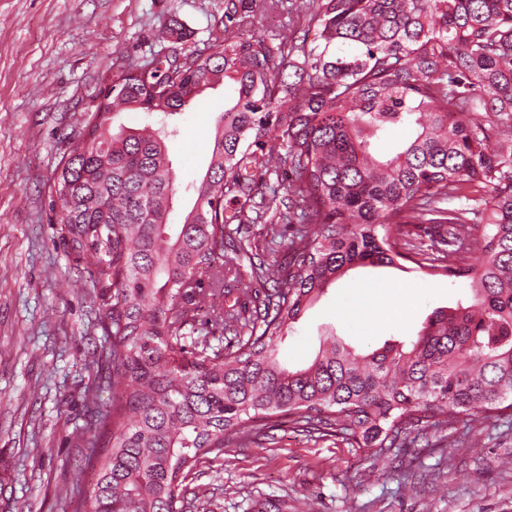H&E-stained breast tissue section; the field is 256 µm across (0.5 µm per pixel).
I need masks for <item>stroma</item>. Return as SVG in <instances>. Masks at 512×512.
Segmentation results:
<instances>
[{
	"label": "stroma",
	"mask_w": 512,
	"mask_h": 512,
	"mask_svg": "<svg viewBox=\"0 0 512 512\" xmlns=\"http://www.w3.org/2000/svg\"><path fill=\"white\" fill-rule=\"evenodd\" d=\"M225 0H0V512H86L58 495L89 485L77 437L101 337L95 297L79 291L95 269L56 224L51 186L113 74L153 66L223 36ZM179 24L186 41L165 36ZM224 109V88L205 90L176 117L166 149L178 176L171 214L190 210ZM467 282L407 269L357 267L314 301L278 344L282 360H311L330 334L358 350L419 334ZM425 448L380 456L334 436L282 424L244 447L200 460L186 512H512V409L488 421L430 429Z\"/></svg>",
	"instance_id": "obj_1"
}]
</instances>
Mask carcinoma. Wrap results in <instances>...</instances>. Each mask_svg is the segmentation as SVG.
I'll return each mask as SVG.
<instances>
[{
  "instance_id": "1",
  "label": "carcinoma",
  "mask_w": 512,
  "mask_h": 512,
  "mask_svg": "<svg viewBox=\"0 0 512 512\" xmlns=\"http://www.w3.org/2000/svg\"><path fill=\"white\" fill-rule=\"evenodd\" d=\"M315 27L268 38L227 9L224 36L146 70L130 65L86 113L53 181L76 254L96 258L103 341L86 399L116 395L79 431L92 448V512H180L200 459L288 418L374 455L405 434L512 408V0H301ZM224 84V111L196 200L170 233L176 175L166 126L111 129L118 107L180 113ZM493 114L490 120L485 119ZM408 132L391 154L374 141ZM273 169L288 174L284 258L235 243L255 224ZM479 256L472 258L473 248ZM234 256L225 258L226 251ZM248 260L246 299L225 287ZM413 263L464 278L416 340L361 354L331 335L292 369L276 341L354 267ZM208 311L194 340L190 313ZM226 343L214 347L210 333Z\"/></svg>"
}]
</instances>
